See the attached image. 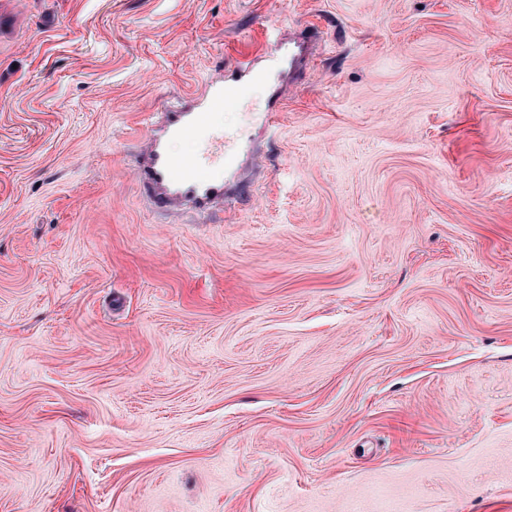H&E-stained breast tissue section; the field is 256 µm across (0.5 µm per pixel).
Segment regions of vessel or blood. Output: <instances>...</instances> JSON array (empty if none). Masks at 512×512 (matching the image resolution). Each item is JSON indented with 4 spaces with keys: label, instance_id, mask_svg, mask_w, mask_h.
<instances>
[{
    "label": "vessel or blood",
    "instance_id": "vessel-or-blood-1",
    "mask_svg": "<svg viewBox=\"0 0 512 512\" xmlns=\"http://www.w3.org/2000/svg\"><path fill=\"white\" fill-rule=\"evenodd\" d=\"M258 75L251 61H242L234 80L220 75L207 79L192 96L155 113L136 165V177L155 206L167 212L189 208L203 215L223 207L226 190L239 172V149L225 143L214 118L224 106L242 101ZM175 139H198L203 148L186 160L171 152L169 144Z\"/></svg>",
    "mask_w": 512,
    "mask_h": 512
}]
</instances>
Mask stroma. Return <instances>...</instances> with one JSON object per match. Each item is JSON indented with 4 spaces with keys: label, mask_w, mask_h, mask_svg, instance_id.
Returning <instances> with one entry per match:
<instances>
[{
    "label": "stroma",
    "mask_w": 512,
    "mask_h": 512,
    "mask_svg": "<svg viewBox=\"0 0 512 512\" xmlns=\"http://www.w3.org/2000/svg\"><path fill=\"white\" fill-rule=\"evenodd\" d=\"M290 39L151 206L145 119ZM0 512H512V0H0Z\"/></svg>",
    "instance_id": "obj_1"
}]
</instances>
